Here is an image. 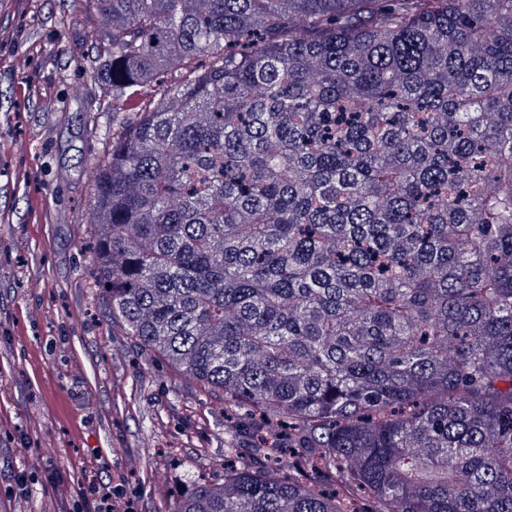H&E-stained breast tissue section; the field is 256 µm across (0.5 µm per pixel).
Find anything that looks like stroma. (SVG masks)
I'll list each match as a JSON object with an SVG mask.
<instances>
[{
  "label": "stroma",
  "instance_id": "35a3bbf8",
  "mask_svg": "<svg viewBox=\"0 0 512 512\" xmlns=\"http://www.w3.org/2000/svg\"><path fill=\"white\" fill-rule=\"evenodd\" d=\"M99 26L92 0H0V512H58L53 469L110 483L116 512L224 479L223 398L88 288L85 170L118 129L92 77Z\"/></svg>",
  "mask_w": 512,
  "mask_h": 512
}]
</instances>
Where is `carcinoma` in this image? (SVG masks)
<instances>
[{"instance_id":"obj_1","label":"carcinoma","mask_w":512,"mask_h":512,"mask_svg":"<svg viewBox=\"0 0 512 512\" xmlns=\"http://www.w3.org/2000/svg\"><path fill=\"white\" fill-rule=\"evenodd\" d=\"M94 4L98 296L288 422L173 512H512V0Z\"/></svg>"}]
</instances>
